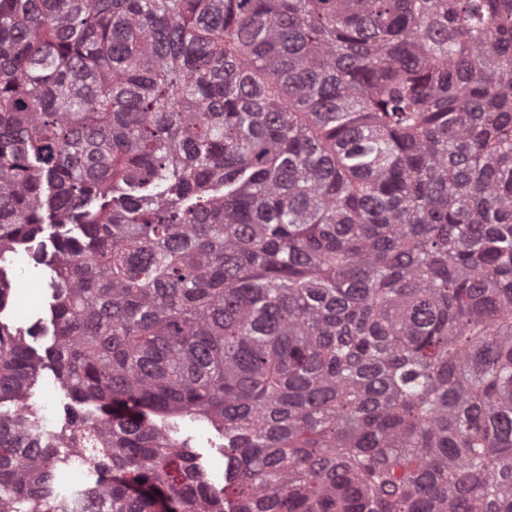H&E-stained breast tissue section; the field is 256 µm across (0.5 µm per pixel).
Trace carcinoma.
<instances>
[{"label":"carcinoma","instance_id":"carcinoma-1","mask_svg":"<svg viewBox=\"0 0 512 512\" xmlns=\"http://www.w3.org/2000/svg\"><path fill=\"white\" fill-rule=\"evenodd\" d=\"M46 224L0 512H512V0H0V311ZM64 229L47 224L44 232L29 247H20L10 256L13 272L10 300L0 313V320L23 329L38 327V336L27 337V342L39 355L45 356L53 344L51 305L54 302L50 284V268L37 261L35 255L40 242L49 244V236ZM28 403L37 412L43 427L47 431H55L63 425L67 407H72L78 411L93 409L91 404L81 405L73 402L49 366H46L40 372L37 384ZM43 405L46 406L50 416V422L48 423L42 418L44 411L41 408ZM178 437L185 440L194 456V462L206 475L210 486L219 492L224 488L226 459L224 436L205 421L183 417L175 419ZM74 462H70L68 464H58L57 468L55 470V484L59 491L63 493H71L73 491H77L80 489L85 488L86 486L92 484L95 481V474L87 469L86 467L83 468L84 473V482L79 483L78 481H72L73 474L79 479L81 476V470L76 469L73 472Z\"/></svg>","mask_w":512,"mask_h":512}]
</instances>
